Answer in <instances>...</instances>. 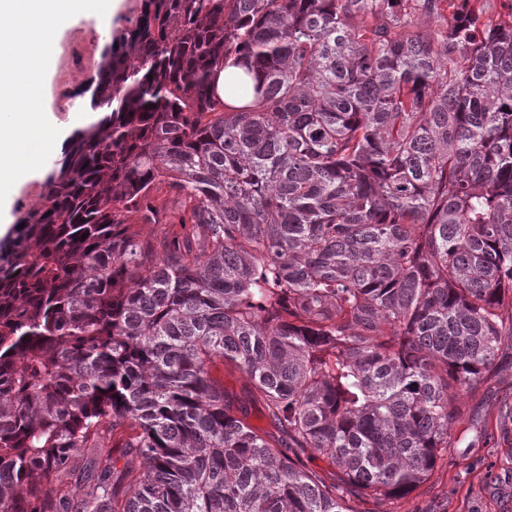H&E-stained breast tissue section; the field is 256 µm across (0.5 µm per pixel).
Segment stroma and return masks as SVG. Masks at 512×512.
Masks as SVG:
<instances>
[{
    "instance_id": "obj_1",
    "label": "stroma",
    "mask_w": 512,
    "mask_h": 512,
    "mask_svg": "<svg viewBox=\"0 0 512 512\" xmlns=\"http://www.w3.org/2000/svg\"><path fill=\"white\" fill-rule=\"evenodd\" d=\"M141 6L142 0H119L110 29L82 15L63 32L44 89V109L57 124L67 125L80 92L96 77L111 30L129 26ZM467 405L469 414L453 427L458 445L429 481L401 499L351 496L354 512H512V343L493 379Z\"/></svg>"
}]
</instances>
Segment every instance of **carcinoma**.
I'll return each instance as SVG.
<instances>
[{
  "instance_id": "cac0c4a2",
  "label": "carcinoma",
  "mask_w": 512,
  "mask_h": 512,
  "mask_svg": "<svg viewBox=\"0 0 512 512\" xmlns=\"http://www.w3.org/2000/svg\"><path fill=\"white\" fill-rule=\"evenodd\" d=\"M477 2L143 0L111 34L105 116L0 240V512H353L430 478L512 342V0ZM213 376L224 383V389L230 393L240 394L248 384L247 375L229 365L218 364L213 370Z\"/></svg>"
}]
</instances>
